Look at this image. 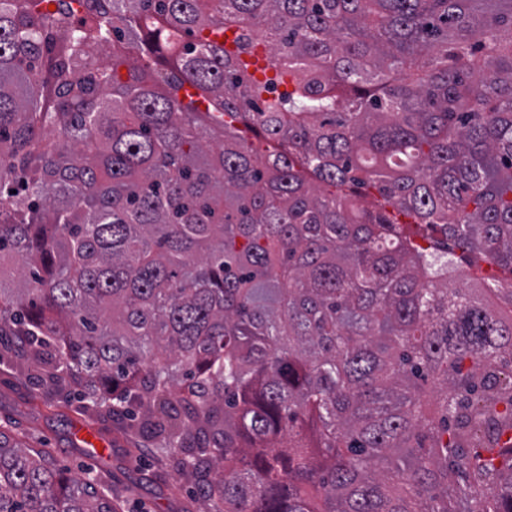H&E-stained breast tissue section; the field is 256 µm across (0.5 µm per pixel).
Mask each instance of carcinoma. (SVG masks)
<instances>
[{
	"label": "carcinoma",
	"instance_id": "1",
	"mask_svg": "<svg viewBox=\"0 0 512 512\" xmlns=\"http://www.w3.org/2000/svg\"><path fill=\"white\" fill-rule=\"evenodd\" d=\"M23 2L0 367L152 444L208 512H512V288L448 287L455 249L512 275V0ZM0 512L118 510L0 431ZM390 210L391 218L395 222L399 223L405 232L409 233L411 238L415 239L416 242L420 244H427L430 238L438 236L437 233L431 229H426L424 226L413 224L414 219L411 216L398 212L394 209Z\"/></svg>",
	"mask_w": 512,
	"mask_h": 512
}]
</instances>
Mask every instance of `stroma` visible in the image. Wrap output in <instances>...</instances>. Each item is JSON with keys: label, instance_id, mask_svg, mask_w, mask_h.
<instances>
[{"label": "stroma", "instance_id": "obj_1", "mask_svg": "<svg viewBox=\"0 0 512 512\" xmlns=\"http://www.w3.org/2000/svg\"><path fill=\"white\" fill-rule=\"evenodd\" d=\"M0 429L48 450L68 476L94 471L111 482L123 512H205L192 485L159 464L154 449L138 448L111 418L83 411L80 402L47 409L26 368L0 370Z\"/></svg>", "mask_w": 512, "mask_h": 512}]
</instances>
